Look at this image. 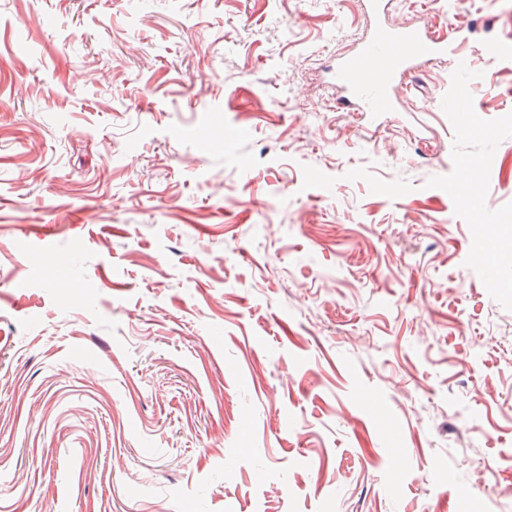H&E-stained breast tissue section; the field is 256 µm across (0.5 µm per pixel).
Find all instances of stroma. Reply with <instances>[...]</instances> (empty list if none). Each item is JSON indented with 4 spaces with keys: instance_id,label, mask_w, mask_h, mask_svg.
Returning a JSON list of instances; mask_svg holds the SVG:
<instances>
[{
    "instance_id": "35a3bbf8",
    "label": "stroma",
    "mask_w": 512,
    "mask_h": 512,
    "mask_svg": "<svg viewBox=\"0 0 512 512\" xmlns=\"http://www.w3.org/2000/svg\"><path fill=\"white\" fill-rule=\"evenodd\" d=\"M389 19L375 116L362 0H0V512H512V0ZM363 4L373 34L363 37L333 70L349 112H391L397 88L424 66L446 57L462 60L461 45L448 40L439 24L394 25L388 19L390 0H364ZM451 112H455L458 124L463 131L474 129L472 120L471 95L467 84L460 83L456 86L454 95L448 104Z\"/></svg>"
}]
</instances>
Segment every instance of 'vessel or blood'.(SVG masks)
<instances>
[{"label": "vessel or blood", "instance_id": "1", "mask_svg": "<svg viewBox=\"0 0 512 512\" xmlns=\"http://www.w3.org/2000/svg\"><path fill=\"white\" fill-rule=\"evenodd\" d=\"M372 21V35L333 70L344 106L351 112L380 115L392 111L397 88L424 66L460 54V46L436 24L403 26L388 19L391 0H363ZM462 130H473L470 88L458 84L449 103Z\"/></svg>", "mask_w": 512, "mask_h": 512}]
</instances>
